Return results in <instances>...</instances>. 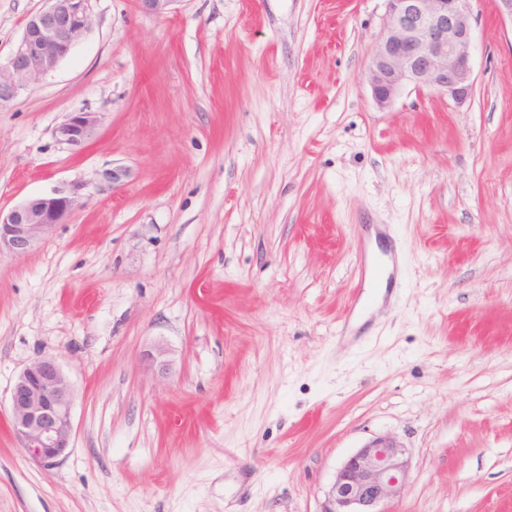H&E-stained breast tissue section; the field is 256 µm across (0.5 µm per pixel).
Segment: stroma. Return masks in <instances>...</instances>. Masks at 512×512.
<instances>
[{
	"mask_svg": "<svg viewBox=\"0 0 512 512\" xmlns=\"http://www.w3.org/2000/svg\"><path fill=\"white\" fill-rule=\"evenodd\" d=\"M45 0H0V58ZM0 105V209L80 192L0 254V512H322L368 439L408 450L386 512H512V25L471 0L472 97L367 65L385 0H91ZM98 113L83 148L56 142ZM123 172L120 181L109 171ZM393 261L380 307L358 258ZM165 350L164 369L144 355ZM40 355L73 440L27 458L10 389ZM99 116L95 112H73L53 130L57 142L71 147H81L96 133Z\"/></svg>",
	"mask_w": 512,
	"mask_h": 512,
	"instance_id": "35a3bbf8",
	"label": "stroma"
}]
</instances>
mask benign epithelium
Wrapping results in <instances>:
<instances>
[{"label": "benign epithelium", "instance_id": "1", "mask_svg": "<svg viewBox=\"0 0 512 512\" xmlns=\"http://www.w3.org/2000/svg\"><path fill=\"white\" fill-rule=\"evenodd\" d=\"M30 15L22 38L0 62V103L35 89L82 41L93 25L90 0H46ZM383 33L367 69L371 95L382 109L412 86L446 95L455 103L473 92L471 0H386ZM95 112H73L53 130L57 142L81 147L96 133ZM78 193L27 199L0 210V254L23 256L65 222ZM74 387L53 356H40L17 376L10 391V421L26 455L53 468L69 448ZM409 478L407 449L395 438L376 436L336 471L322 512H384Z\"/></svg>", "mask_w": 512, "mask_h": 512}]
</instances>
